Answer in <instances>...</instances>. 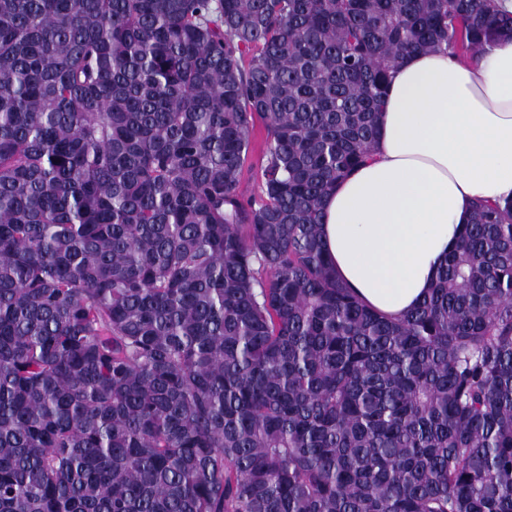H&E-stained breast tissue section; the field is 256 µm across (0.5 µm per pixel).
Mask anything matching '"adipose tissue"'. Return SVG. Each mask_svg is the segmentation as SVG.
<instances>
[{
	"instance_id": "ef3b65f1",
	"label": "adipose tissue",
	"mask_w": 512,
	"mask_h": 512,
	"mask_svg": "<svg viewBox=\"0 0 512 512\" xmlns=\"http://www.w3.org/2000/svg\"><path fill=\"white\" fill-rule=\"evenodd\" d=\"M512 196V43L478 64L408 57L378 115L373 158L324 200L337 276L374 310H413L457 246L477 199Z\"/></svg>"
}]
</instances>
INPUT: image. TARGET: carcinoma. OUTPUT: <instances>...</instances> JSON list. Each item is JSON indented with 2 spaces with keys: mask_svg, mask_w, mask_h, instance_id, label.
Here are the masks:
<instances>
[{
  "mask_svg": "<svg viewBox=\"0 0 512 512\" xmlns=\"http://www.w3.org/2000/svg\"><path fill=\"white\" fill-rule=\"evenodd\" d=\"M507 42L495 0H0V512H512V198L400 318L321 238L405 58ZM264 140V135L262 132H256V143L257 149L255 153L252 155L250 159V163L253 164V167H246L244 170V174L241 180L240 189L246 195L256 194L259 191V179L257 175L258 171V155H259V145Z\"/></svg>",
  "mask_w": 512,
  "mask_h": 512,
  "instance_id": "cac0c4a2",
  "label": "carcinoma"
}]
</instances>
